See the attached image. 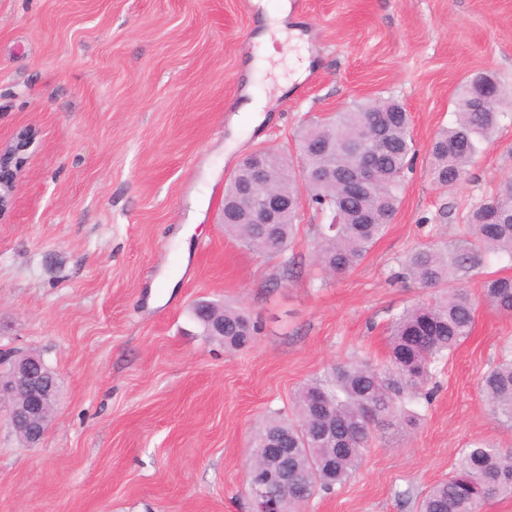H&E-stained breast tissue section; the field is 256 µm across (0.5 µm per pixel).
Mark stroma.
<instances>
[{
    "label": "stroma",
    "instance_id": "35a3bbf8",
    "mask_svg": "<svg viewBox=\"0 0 512 512\" xmlns=\"http://www.w3.org/2000/svg\"><path fill=\"white\" fill-rule=\"evenodd\" d=\"M288 2L267 51L255 30L279 0H0V145L33 137L0 218V350L40 355L60 385L37 446L0 411V512H253V436L332 365L386 362L392 318L436 295L406 257L466 239L468 209L512 174V109L457 189L429 173L464 80L512 92V0ZM246 94L266 105L252 128ZM376 97L409 112L416 159L354 270H320L308 204L285 251L225 232L244 157L297 160L306 126ZM200 299L258 333L225 352L192 317ZM510 351L512 315L478 305L416 423L381 429L303 512H417L461 449L512 448L480 391Z\"/></svg>",
    "mask_w": 512,
    "mask_h": 512
}]
</instances>
